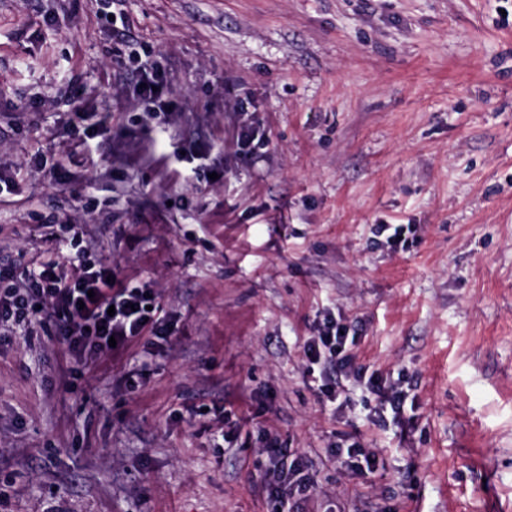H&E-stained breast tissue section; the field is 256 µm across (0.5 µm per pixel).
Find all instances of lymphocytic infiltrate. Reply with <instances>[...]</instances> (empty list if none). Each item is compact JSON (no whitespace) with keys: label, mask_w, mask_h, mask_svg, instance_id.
Returning <instances> with one entry per match:
<instances>
[{"label":"lymphocytic infiltrate","mask_w":512,"mask_h":512,"mask_svg":"<svg viewBox=\"0 0 512 512\" xmlns=\"http://www.w3.org/2000/svg\"><path fill=\"white\" fill-rule=\"evenodd\" d=\"M118 45L114 62L135 73L134 93L146 111L167 113L174 102L171 70L144 60L129 23L113 27ZM58 247L39 261L18 265L0 261V345L19 335L43 330L57 337L69 356L68 372L76 378L142 339L170 340V323L163 305L152 297L148 283L121 280L111 265L87 245L81 225L69 224ZM358 341L355 329L334 316H325L303 344L308 387L323 405L349 407L346 384L354 382L375 402L373 424L402 422L409 395L402 383H393L380 371L355 366L351 351ZM269 465L260 487L272 512H299L315 481L296 450L267 436Z\"/></svg>","instance_id":"1"}]
</instances>
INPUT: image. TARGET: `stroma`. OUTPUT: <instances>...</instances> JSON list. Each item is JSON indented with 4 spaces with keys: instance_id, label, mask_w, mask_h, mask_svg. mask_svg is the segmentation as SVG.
Masks as SVG:
<instances>
[{
    "instance_id": "obj_1",
    "label": "stroma",
    "mask_w": 512,
    "mask_h": 512,
    "mask_svg": "<svg viewBox=\"0 0 512 512\" xmlns=\"http://www.w3.org/2000/svg\"><path fill=\"white\" fill-rule=\"evenodd\" d=\"M123 10L174 69L169 115L134 113L95 0H0V172L20 188L0 197V259L50 248L29 210L71 219L150 283L173 336L133 392L115 385L130 352L75 382L55 337L0 348V487L17 491L0 512H270L268 431L315 462L304 512H512V0ZM66 68L87 147L54 99ZM247 127L263 153L237 146ZM61 151L77 161L59 185L31 160ZM379 220L417 242L372 246ZM327 309L356 322L357 365L416 380L413 421L370 423L354 385L340 413L316 401L302 345ZM344 437L381 467L340 468Z\"/></svg>"
}]
</instances>
